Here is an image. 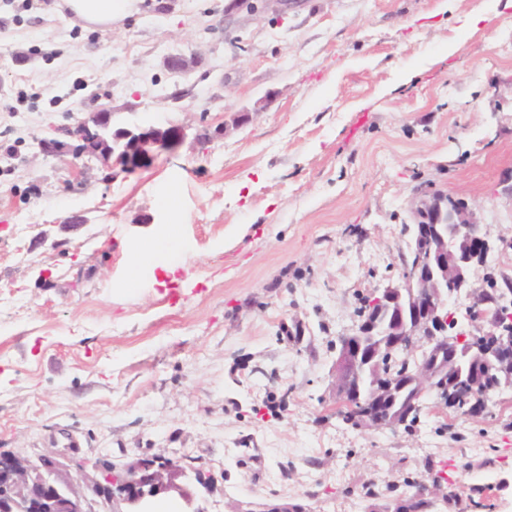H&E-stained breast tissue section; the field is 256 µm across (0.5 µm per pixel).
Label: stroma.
Listing matches in <instances>:
<instances>
[{
	"label": "stroma",
	"instance_id": "35a3bbf8",
	"mask_svg": "<svg viewBox=\"0 0 512 512\" xmlns=\"http://www.w3.org/2000/svg\"><path fill=\"white\" fill-rule=\"evenodd\" d=\"M55 2L0 0V96L24 94L0 112V449L176 457L216 479L210 512H369L367 488L439 474L455 512H512L470 501L512 476V389L474 418L426 399L410 430L352 426L333 395L362 298L402 273L415 188L512 238V0H133L107 34ZM104 111L183 136L110 169L66 135ZM157 250V242L154 239L140 241L134 250L135 254L130 265L129 274L125 282V288L134 290L138 288L143 273L144 263L152 258Z\"/></svg>",
	"mask_w": 512,
	"mask_h": 512
}]
</instances>
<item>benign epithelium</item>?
<instances>
[{
    "label": "benign epithelium",
    "mask_w": 512,
    "mask_h": 512,
    "mask_svg": "<svg viewBox=\"0 0 512 512\" xmlns=\"http://www.w3.org/2000/svg\"><path fill=\"white\" fill-rule=\"evenodd\" d=\"M110 113L101 112L93 124L82 123L71 131L80 150L95 154L106 164L115 160L125 170L136 169L158 152H171L178 141L173 128L148 127L137 131H109ZM413 222L407 225L413 241L407 242L411 257L400 278L376 288L367 304L372 316L361 318L352 333L340 340L335 362L336 403L350 414L351 422L366 429H396L406 423L398 416L374 418L368 408L380 405L399 377L386 372L384 362L395 352H421L415 379L418 403L430 395L444 405L460 399L464 408L482 414L493 390L476 383L463 394L448 388L447 370L424 363L428 351L438 354L460 351L490 365H512V309L492 311L494 325L488 329L481 310L487 285L474 287L471 272L486 264L496 250L512 249V239L493 240L483 230L478 213L468 201L452 193L420 185L411 200ZM457 294L448 293V286ZM465 296L471 300L463 319L449 305ZM437 478L433 485H420L415 499L437 507ZM215 478L178 460L161 455L138 457L121 470L99 462L93 472L85 464L58 450H47L33 460L12 451H0V512H155L158 504L176 498L184 512H208L203 506L213 493Z\"/></svg>",
    "instance_id": "7a95c632"
}]
</instances>
